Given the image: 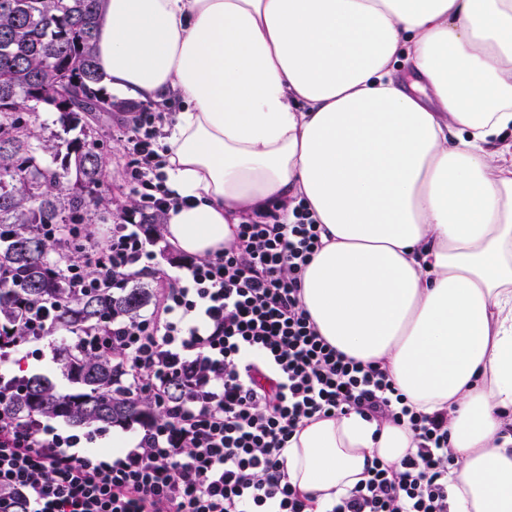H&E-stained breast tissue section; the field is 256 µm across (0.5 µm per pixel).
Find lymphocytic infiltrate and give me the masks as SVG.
<instances>
[{"mask_svg":"<svg viewBox=\"0 0 512 512\" xmlns=\"http://www.w3.org/2000/svg\"><path fill=\"white\" fill-rule=\"evenodd\" d=\"M124 139L135 207L112 215L107 237L80 249L95 281L150 269L154 240L144 219L177 207L162 182L156 115L137 112ZM269 203L238 225L233 245L211 257L179 256L158 275L155 304L112 322L106 350L161 410L140 438L94 454L93 433L0 422V512H308L282 452L300 423L356 411L408 424L416 453L374 459L327 512H448V414H424L375 362L346 356L316 332L301 302V277L321 246L304 206L291 223Z\"/></svg>","mask_w":512,"mask_h":512,"instance_id":"f902f5d3","label":"lymphocytic infiltrate"}]
</instances>
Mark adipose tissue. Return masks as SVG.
Masks as SVG:
<instances>
[{
	"instance_id": "1",
	"label": "adipose tissue",
	"mask_w": 512,
	"mask_h": 512,
	"mask_svg": "<svg viewBox=\"0 0 512 512\" xmlns=\"http://www.w3.org/2000/svg\"><path fill=\"white\" fill-rule=\"evenodd\" d=\"M95 34L111 91L180 105L169 243L206 257L267 202L305 206L319 336L447 411L448 512H512V0H100ZM416 448L351 411L284 455L324 512Z\"/></svg>"
}]
</instances>
